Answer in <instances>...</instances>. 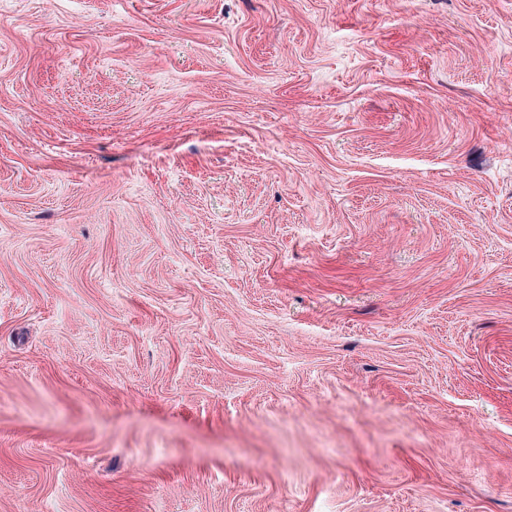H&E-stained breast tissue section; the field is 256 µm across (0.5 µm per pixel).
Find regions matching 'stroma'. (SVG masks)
<instances>
[{"label": "stroma", "mask_w": 512, "mask_h": 512, "mask_svg": "<svg viewBox=\"0 0 512 512\" xmlns=\"http://www.w3.org/2000/svg\"><path fill=\"white\" fill-rule=\"evenodd\" d=\"M0 512H512V0H0Z\"/></svg>", "instance_id": "obj_1"}]
</instances>
